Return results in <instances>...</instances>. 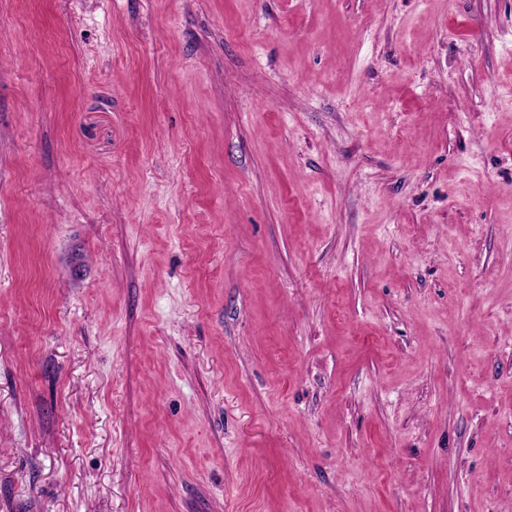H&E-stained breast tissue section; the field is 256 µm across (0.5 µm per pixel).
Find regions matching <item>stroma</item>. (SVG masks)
Listing matches in <instances>:
<instances>
[{
    "label": "stroma",
    "mask_w": 512,
    "mask_h": 512,
    "mask_svg": "<svg viewBox=\"0 0 512 512\" xmlns=\"http://www.w3.org/2000/svg\"><path fill=\"white\" fill-rule=\"evenodd\" d=\"M0 512H512V0H0Z\"/></svg>",
    "instance_id": "obj_1"
}]
</instances>
